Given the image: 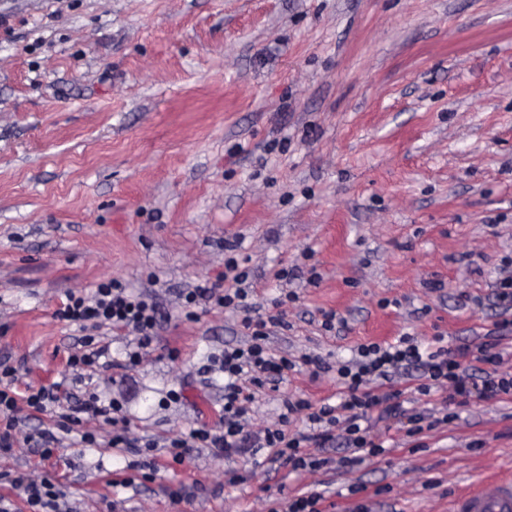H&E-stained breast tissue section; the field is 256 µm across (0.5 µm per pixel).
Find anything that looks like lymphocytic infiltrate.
Masks as SVG:
<instances>
[{"label":"lymphocytic infiltrate","mask_w":512,"mask_h":512,"mask_svg":"<svg viewBox=\"0 0 512 512\" xmlns=\"http://www.w3.org/2000/svg\"><path fill=\"white\" fill-rule=\"evenodd\" d=\"M224 280L221 286L205 284L180 292L179 298L187 307L202 300L222 308L246 307L252 288L250 270L242 266L235 254L224 257ZM494 296L499 313L493 323L492 339L478 345L476 350L463 348L455 353L441 346L425 348L417 341L403 337L386 346H359L354 359L334 367L312 355L302 356L297 361L275 355L266 344L267 328L281 324V317H246L243 326L251 333L250 344L225 347L215 360L224 374L223 431L213 433L194 429L187 437L172 440L171 445L186 448L198 444L228 457L249 452L255 454L260 449L270 448L275 459H286L295 471H315L323 467V460L301 453V446L310 443L322 448L340 438L347 447L365 448L375 456L381 449L368 437L372 416L384 417L400 409L396 402L398 394L387 390V383L398 376L409 378L417 374L421 377L417 386L420 395L436 392L445 405H466L472 388L470 367L464 359L470 355L485 367L481 379L483 393L512 396V372L506 371L505 353L497 348L500 340L512 334L511 274L495 281ZM58 314L61 319L80 324L86 330L112 326L135 335L136 348L127 358L131 367L140 362L151 346L161 320L156 303L128 292L117 280L99 283L88 296L69 294ZM300 364L312 367L317 373L335 371L336 381L342 389L339 403H325L316 408L302 398L284 400L283 425L291 416L302 413L316 427L311 434L290 435L283 425L256 432L250 430L249 414L256 390L269 383H281L285 374ZM14 382V369L0 363V453L11 452L17 442L21 407L43 411L60 401L58 394L50 388L39 389L29 394L25 401H18L13 390ZM10 483L24 492L27 503L38 512H63L62 493L51 480H36L20 473L12 477Z\"/></svg>","instance_id":"f902f5d3"}]
</instances>
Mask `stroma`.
<instances>
[{"label": "stroma", "mask_w": 512, "mask_h": 512, "mask_svg": "<svg viewBox=\"0 0 512 512\" xmlns=\"http://www.w3.org/2000/svg\"><path fill=\"white\" fill-rule=\"evenodd\" d=\"M229 244L250 303L284 320L273 353L333 363L405 335L483 342L489 285L512 262V0H0V357L18 397L65 381L119 401L127 435L157 443L116 448L111 424L65 434L60 408H23L0 496L28 512L7 480L23 471L72 512H269L313 490L322 512H451L512 478L504 395L473 397L419 447L402 419L374 425L377 456L309 447L332 461L318 471L208 448L173 462L172 439L222 430L211 358L249 340L244 310L175 299L223 282ZM282 268L296 274L284 287ZM111 279L165 319L132 369L133 336L96 332L116 365L76 376L83 333L58 311ZM331 313L341 329L324 328ZM288 397L334 404L340 388L295 369L257 391L252 430L278 424ZM43 433L63 437L48 459Z\"/></svg>", "instance_id": "stroma-1"}]
</instances>
